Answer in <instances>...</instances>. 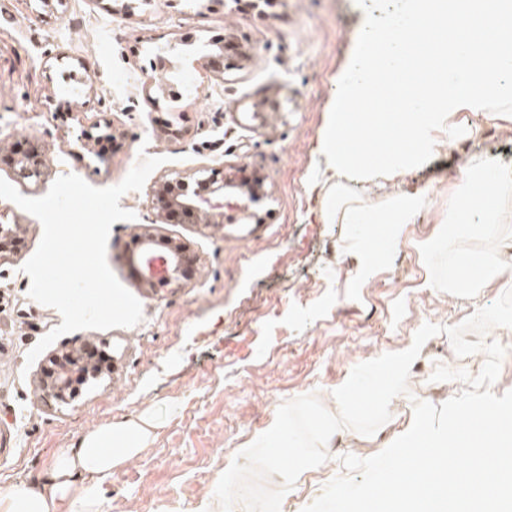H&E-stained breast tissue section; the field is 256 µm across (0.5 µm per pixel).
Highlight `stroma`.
<instances>
[{"mask_svg":"<svg viewBox=\"0 0 512 512\" xmlns=\"http://www.w3.org/2000/svg\"><path fill=\"white\" fill-rule=\"evenodd\" d=\"M399 0H274L264 12L231 11L224 0H0V178L24 196L45 195L73 173L90 185L119 184L141 155L164 157L120 206L132 220L112 224L108 264L141 303L142 321L59 337L35 361L29 351L62 322L32 300L22 267L37 250L41 222L0 199L19 222L17 253L0 258V493L45 479L57 454L87 430L149 413L148 448L104 481H86L100 512H197L236 457L271 428L281 404L305 394L330 413L333 396L359 363L408 349L426 323L461 324L512 283L479 297L436 287L448 264L437 248L448 191L471 152L512 169V121L478 124V142L429 153L397 185L430 205L399 225L380 256L366 253L350 224L324 223L316 184L320 143L336 99V77L368 46L367 18H388ZM233 38L224 70L204 64V46ZM44 144L41 177L20 181L10 163L29 143ZM170 173L187 182L214 176L262 178L246 213L219 226L164 219L149 195ZM189 245L197 256L182 288H141L128 261L138 236ZM388 332L377 335L378 323ZM92 344L107 360L94 382L62 404L47 396L53 355ZM484 353L459 357L446 334L428 339L413 362L408 391L373 435L350 428L328 441L327 460L284 490L280 512H303L351 454L366 459L406 432L415 401L435 405L463 390L436 381L437 366L477 376Z\"/></svg>","mask_w":512,"mask_h":512,"instance_id":"stroma-1","label":"stroma"}]
</instances>
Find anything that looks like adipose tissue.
Here are the masks:
<instances>
[{
    "label": "adipose tissue",
    "mask_w": 512,
    "mask_h": 512,
    "mask_svg": "<svg viewBox=\"0 0 512 512\" xmlns=\"http://www.w3.org/2000/svg\"><path fill=\"white\" fill-rule=\"evenodd\" d=\"M405 11L374 33L373 55L355 54L337 76L336 112L321 143L330 183L321 200L323 219L339 224H412L429 205L422 195L395 192L399 178L419 165L444 131L449 142L476 139L479 127H459L460 112H480L487 120L512 112V87L495 75L512 69V0H406ZM427 13L430 34H420L416 13ZM388 87L383 121L356 111L369 99L371 71ZM358 127L376 132L380 150H346L344 133ZM367 185L369 195L351 192ZM512 231V169L473 154L462 185L448 196V289L476 296L484 283L505 270L484 251ZM154 417L101 426L75 448L55 458L46 479L0 494V512H98L95 496L81 492L79 480H104L114 468L138 457L151 442Z\"/></svg>",
    "instance_id": "1"
}]
</instances>
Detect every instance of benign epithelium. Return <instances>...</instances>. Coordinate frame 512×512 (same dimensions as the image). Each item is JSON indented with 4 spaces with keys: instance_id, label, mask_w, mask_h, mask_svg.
Here are the masks:
<instances>
[{
    "instance_id": "obj_1",
    "label": "benign epithelium",
    "mask_w": 512,
    "mask_h": 512,
    "mask_svg": "<svg viewBox=\"0 0 512 512\" xmlns=\"http://www.w3.org/2000/svg\"><path fill=\"white\" fill-rule=\"evenodd\" d=\"M44 163V151L36 148L13 161L16 174L28 179L40 174ZM191 188L181 178H163L153 189V197L162 203V210L183 222L193 224L224 223V209L232 208L246 212L252 195L235 191V186L216 179L205 178L196 181ZM20 228L16 224L0 225V254L13 249L12 243L20 239ZM140 250L132 256L139 274L140 285L152 288L157 284L181 288L195 271L196 257L190 248L172 240L163 241L152 233H145L138 239ZM84 345L73 346L60 358L58 369L49 379L42 382L43 388L56 401L66 402L74 393L73 375L90 373L86 362Z\"/></svg>"
}]
</instances>
